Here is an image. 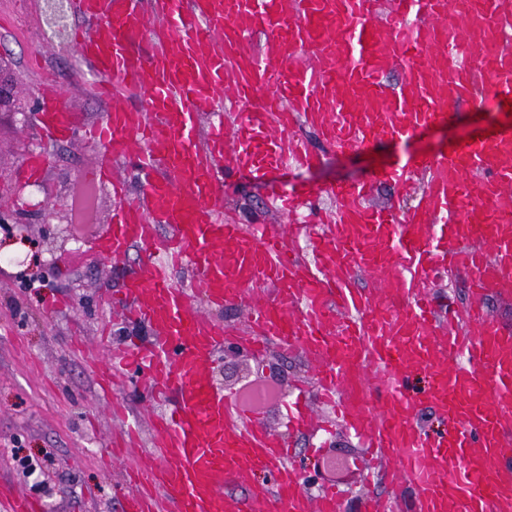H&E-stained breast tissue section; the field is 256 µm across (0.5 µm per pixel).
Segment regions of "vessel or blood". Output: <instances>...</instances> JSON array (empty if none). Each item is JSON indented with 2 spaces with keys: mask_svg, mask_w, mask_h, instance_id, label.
<instances>
[{
  "mask_svg": "<svg viewBox=\"0 0 512 512\" xmlns=\"http://www.w3.org/2000/svg\"><path fill=\"white\" fill-rule=\"evenodd\" d=\"M81 19L70 37L97 76L107 107L81 124L61 96L35 114L47 139L77 135L101 148L87 180L110 185L112 226L101 254L145 251L142 274L113 300L159 341L111 354L113 378L144 375L163 403L151 440L127 422L133 469L124 512H340L333 484L303 487L292 450L257 409L214 387L217 349L301 354L323 404L372 458L391 464V498L362 499L360 512H512V332L481 306L459 310L431 297L443 277L473 295H512V122L433 155H409L378 181L426 183L400 216L365 203L364 183L331 190L332 212L308 227L312 260L289 247L295 225L224 218L226 153L257 180L313 166L299 134L318 130L330 148L360 150L451 121L457 101H512V0H70ZM268 33L254 52V34ZM146 41L149 53L134 49ZM402 80L388 89L385 77ZM148 92L145 107L125 97ZM229 105L217 112L220 92ZM217 120L201 130L200 118ZM131 164L139 192L113 178ZM189 267L188 284L174 281ZM374 275L376 292L356 286ZM221 307L254 302L246 330L214 321L197 299ZM426 371L423 387L413 376ZM443 418L433 432L422 410ZM0 512H44L0 478Z\"/></svg>",
  "mask_w": 512,
  "mask_h": 512,
  "instance_id": "vessel-or-blood-1",
  "label": "vessel or blood"
}]
</instances>
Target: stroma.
Here are the masks:
<instances>
[{
	"instance_id": "stroma-1",
	"label": "stroma",
	"mask_w": 512,
	"mask_h": 512,
	"mask_svg": "<svg viewBox=\"0 0 512 512\" xmlns=\"http://www.w3.org/2000/svg\"><path fill=\"white\" fill-rule=\"evenodd\" d=\"M30 43L18 41L13 28H0V52L11 55L21 87L41 99V81L51 80L66 92L68 108L96 121L105 106L88 94L92 81L75 54H62L55 44L44 43L41 60L29 56ZM457 117L444 125L425 129L409 140H395L362 150L330 149L317 134L304 135L321 156L318 164L300 170H277L271 181H258L241 173L224 180V203L243 224H281L271 213L272 185L287 191H307L346 186L373 176L398 158L409 154H434L467 141L478 128L505 119L512 110L490 108L480 100L458 106ZM31 123L11 114L0 115V166L18 173L32 143ZM50 156L43 176L47 194L68 205L81 171L100 163L99 147L71 143L42 144ZM40 213L26 215L18 227L0 224V253L18 252L28 257L24 267L0 265V475L20 494L44 500L50 512H123L121 487L126 460L113 457L111 436L121 424L110 412L112 399L97 387L94 369L86 355L103 358L108 346L127 340L149 341L152 332L140 323L124 319L110 307L109 296L143 262L140 249L126 257L108 259L92 248L91 236L80 247L87 262L82 267L55 272L60 255L72 246L55 239L56 225H42ZM63 301L52 312L48 303ZM313 429L290 435L287 406H267L261 414L273 431L289 434L296 463L308 475H316L317 460L308 455L310 445L328 436L332 450L354 457L352 469L337 472L348 485L341 512H358L359 497L391 491L379 467L346 434L334 414L311 401ZM29 456L36 465L33 475L23 476L16 454Z\"/></svg>"
}]
</instances>
